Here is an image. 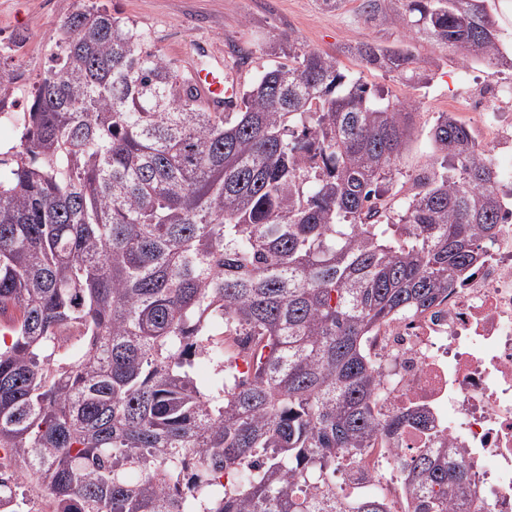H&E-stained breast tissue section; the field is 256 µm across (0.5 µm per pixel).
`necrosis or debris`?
Returning a JSON list of instances; mask_svg holds the SVG:
<instances>
[{
	"label": "necrosis or debris",
	"instance_id": "1",
	"mask_svg": "<svg viewBox=\"0 0 512 512\" xmlns=\"http://www.w3.org/2000/svg\"><path fill=\"white\" fill-rule=\"evenodd\" d=\"M485 260L432 310L383 326L369 343L384 377L380 405H419L427 428L406 429L362 457L345 490L374 487L391 512L407 497L395 460L428 435L461 449L473 492L461 512H512V220L483 241Z\"/></svg>",
	"mask_w": 512,
	"mask_h": 512
}]
</instances>
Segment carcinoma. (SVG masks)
Instances as JSON below:
<instances>
[{
    "mask_svg": "<svg viewBox=\"0 0 512 512\" xmlns=\"http://www.w3.org/2000/svg\"><path fill=\"white\" fill-rule=\"evenodd\" d=\"M485 2L396 0L390 21L498 65ZM13 51L0 44V113L23 77ZM280 51L234 111L210 112L130 21L65 17L0 158V512H390L336 484L428 420L381 412L369 338L438 306L512 210L452 112L395 204L415 101L370 95L295 39ZM396 466L410 512L470 493L445 440Z\"/></svg>",
    "mask_w": 512,
    "mask_h": 512,
    "instance_id": "carcinoma-1",
    "label": "carcinoma"
}]
</instances>
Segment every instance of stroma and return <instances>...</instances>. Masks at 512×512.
<instances>
[{
    "label": "stroma",
    "instance_id": "1",
    "mask_svg": "<svg viewBox=\"0 0 512 512\" xmlns=\"http://www.w3.org/2000/svg\"><path fill=\"white\" fill-rule=\"evenodd\" d=\"M100 4L118 9L146 31L151 43L180 70L190 64L189 51L207 43L220 53L225 66L246 87L265 70L282 63L275 52L285 37L298 39L307 49L336 57L345 73L360 78L373 93L412 98L416 103L413 135L400 166L410 175L430 168L433 149L428 131L437 113L452 112L486 142L493 164L512 166V147L487 140L473 113L478 107L512 117V68L488 66L467 57L460 48L434 42L423 34L405 33L383 14L366 18L363 0H0V41L23 37L13 63L25 72L6 111L15 119L0 134V148L17 143L21 116L30 103L32 81L43 71L48 51L67 13ZM363 41L403 46L415 58L417 80L367 65L356 52Z\"/></svg>",
    "mask_w": 512,
    "mask_h": 512
}]
</instances>
